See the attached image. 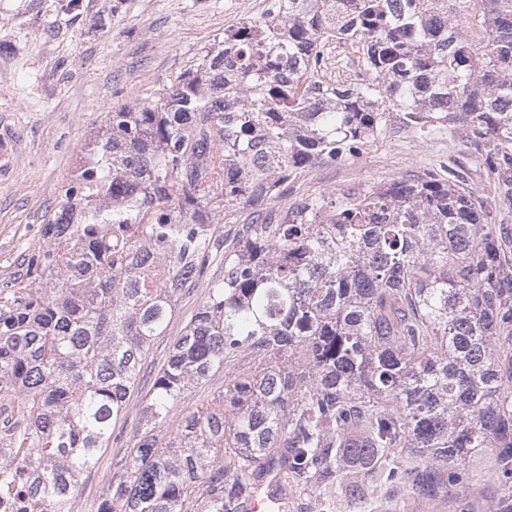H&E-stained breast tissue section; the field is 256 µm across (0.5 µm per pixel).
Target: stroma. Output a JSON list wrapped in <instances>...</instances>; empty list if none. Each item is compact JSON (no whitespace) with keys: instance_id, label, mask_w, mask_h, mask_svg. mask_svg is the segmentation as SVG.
Listing matches in <instances>:
<instances>
[{"instance_id":"stroma-1","label":"stroma","mask_w":512,"mask_h":512,"mask_svg":"<svg viewBox=\"0 0 512 512\" xmlns=\"http://www.w3.org/2000/svg\"><path fill=\"white\" fill-rule=\"evenodd\" d=\"M262 0H0V281L22 256L44 248L42 224L60 205L81 147L107 113L154 96L167 79L195 64L226 25L257 15ZM463 173L491 199L496 223L512 227V204L493 201L492 179L457 128L429 136L393 127L344 162L309 169L289 201L334 189L376 185L426 172ZM202 290L184 296L168 335L152 344L117 441L101 449L71 504L91 512L113 467L141 429V398L165 363L175 337L195 313ZM504 494L493 453L473 469L469 486L423 501L402 488L375 495L365 512H498Z\"/></svg>"}]
</instances>
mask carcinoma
I'll return each mask as SVG.
<instances>
[{
    "label": "carcinoma",
    "mask_w": 512,
    "mask_h": 512,
    "mask_svg": "<svg viewBox=\"0 0 512 512\" xmlns=\"http://www.w3.org/2000/svg\"><path fill=\"white\" fill-rule=\"evenodd\" d=\"M265 2L107 113L34 277L0 283L3 509L71 512L151 343L202 288L96 512H247L272 472L275 512L311 489L361 512L384 486L437 498L488 448L512 512V230L452 171L271 208L390 122L464 128L512 204V0H483L479 47L448 0ZM334 43L358 54L349 82ZM221 369L224 391L172 426Z\"/></svg>",
    "instance_id": "obj_1"
}]
</instances>
